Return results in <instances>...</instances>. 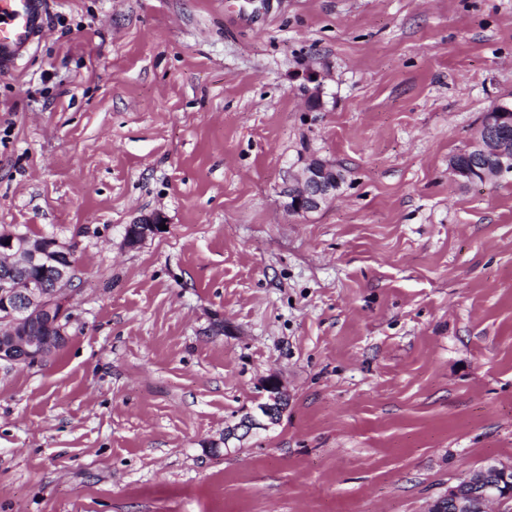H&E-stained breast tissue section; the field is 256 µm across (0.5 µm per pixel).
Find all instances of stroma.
Masks as SVG:
<instances>
[{
	"label": "stroma",
	"instance_id": "obj_1",
	"mask_svg": "<svg viewBox=\"0 0 512 512\" xmlns=\"http://www.w3.org/2000/svg\"><path fill=\"white\" fill-rule=\"evenodd\" d=\"M45 2L0 230L72 248L74 319L0 363V512H427L512 465V176L448 172L512 103V0ZM336 173L341 178V173L326 162L311 160L303 171L300 190L288 192V210L303 213L319 208L336 190ZM164 223V216L160 212H153L136 217L126 227V245L129 248H135L149 237L163 233L164 230H160V225H166ZM262 402H259L252 412L246 413L239 422L224 432V447H229L232 439L241 441L244 438L256 435L260 430H266L270 425L276 424L283 413V403L288 401L287 393L276 377H269L261 385ZM262 404L261 408L258 405ZM280 416V418H279ZM222 441V442H223Z\"/></svg>",
	"mask_w": 512,
	"mask_h": 512
}]
</instances>
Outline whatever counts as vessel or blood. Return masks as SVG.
Here are the masks:
<instances>
[{"mask_svg": "<svg viewBox=\"0 0 512 512\" xmlns=\"http://www.w3.org/2000/svg\"><path fill=\"white\" fill-rule=\"evenodd\" d=\"M44 29L42 0H0V64H11Z\"/></svg>", "mask_w": 512, "mask_h": 512, "instance_id": "obj_1", "label": "vessel or blood"}]
</instances>
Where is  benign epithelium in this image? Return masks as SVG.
Masks as SVG:
<instances>
[{"label":"benign epithelium","instance_id":"1","mask_svg":"<svg viewBox=\"0 0 512 512\" xmlns=\"http://www.w3.org/2000/svg\"><path fill=\"white\" fill-rule=\"evenodd\" d=\"M486 142L474 147L488 160L491 173L450 164L454 179L484 184L512 174V126L485 132ZM336 190V172L326 162L313 159L303 171L302 186L288 192V211L303 213L320 207ZM164 216L159 212L141 215L127 225L126 245L139 246L162 233ZM0 361L35 365L45 358L50 343L67 337L71 319L73 267L71 250L49 236L37 239L21 230L0 232ZM262 407L246 413L224 432V447L266 430L279 421L287 393L276 377L261 385ZM512 502V466L488 465L468 475L464 482L431 504V512H499Z\"/></svg>","mask_w":512,"mask_h":512}]
</instances>
